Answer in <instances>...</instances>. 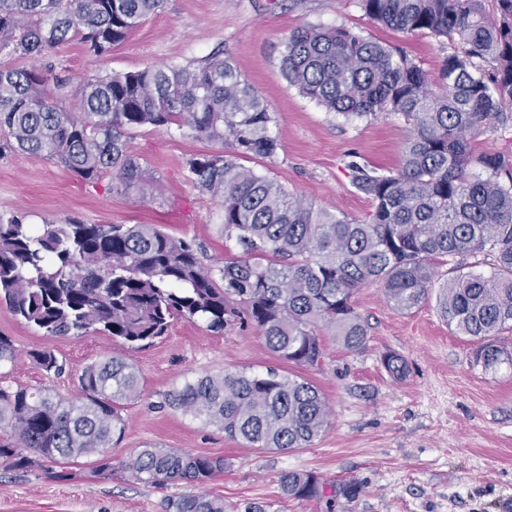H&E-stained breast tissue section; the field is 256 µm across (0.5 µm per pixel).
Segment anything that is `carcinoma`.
<instances>
[{
	"mask_svg": "<svg viewBox=\"0 0 512 512\" xmlns=\"http://www.w3.org/2000/svg\"><path fill=\"white\" fill-rule=\"evenodd\" d=\"M165 0H0V54L37 57L77 37L95 57L108 55ZM365 15L405 34L429 32L454 46L438 89L402 48L345 28L302 26L283 42L288 82L345 118L378 112L409 126L399 168L388 172L346 163L351 184L373 204L354 221L290 194L237 163L273 157L280 144L272 112L229 58L196 67L153 65L106 72L78 82V111L54 102L51 78L0 65V139L21 152L56 161L89 183L107 174L123 192L148 186L140 159L128 151L137 128L190 135L223 147L189 163L199 187L222 208L224 239L242 255L202 260L194 242L154 224H85L70 219L26 224L0 213V305L48 336L90 333L139 349L166 335L180 318L214 332L244 320L268 348L299 367L318 364V323L343 346H366L367 326L354 292L378 283L387 301L409 312L430 298L435 265L445 258L493 253L489 274L455 271L436 298L441 317L460 336L482 344L472 364L494 370L512 363L496 344L512 326V164L495 152L475 153L472 139L512 128V0H359ZM481 64H476L475 60ZM17 349L0 335V365ZM32 358L63 370L55 353ZM396 379L408 364L385 357ZM82 400L0 383V466L28 470L44 462L100 455L125 431L122 402L143 393L138 369L112 356L87 365ZM163 404L216 426L252 448H303L329 423L317 386L276 369L202 375L167 392ZM224 457L147 445L124 464L150 484L203 483L224 472ZM284 495L322 496L311 473L280 475ZM173 512H224L207 493L175 500Z\"/></svg>",
	"mask_w": 512,
	"mask_h": 512,
	"instance_id": "cac0c4a2",
	"label": "carcinoma"
}]
</instances>
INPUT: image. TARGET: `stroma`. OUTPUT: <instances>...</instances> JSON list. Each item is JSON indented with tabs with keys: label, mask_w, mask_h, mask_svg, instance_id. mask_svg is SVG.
I'll return each mask as SVG.
<instances>
[{
	"label": "stroma",
	"mask_w": 512,
	"mask_h": 512,
	"mask_svg": "<svg viewBox=\"0 0 512 512\" xmlns=\"http://www.w3.org/2000/svg\"><path fill=\"white\" fill-rule=\"evenodd\" d=\"M306 25L344 27L402 46L433 79L452 50L446 39L373 23L358 0H166L105 60L95 61L73 40L41 57L12 56L8 63L52 69L69 85L106 71L193 66L223 51L270 104L280 141L274 157L247 160V167L289 193L362 221L372 204L353 188L345 163L353 156L383 171L397 168L407 126L390 112L338 116L290 85L281 70L282 43ZM68 85L57 97L71 110ZM128 146L153 185L147 194L118 191L113 176L88 184L55 161L0 149V213L25 215L31 224L73 217L87 224H155L195 241L208 259L238 257L239 248L224 238L219 203L189 171L192 158L217 151V144L142 127L131 133ZM354 307L368 326L366 348L349 351L330 327L318 326L324 355L313 367L283 362L245 323L215 333L180 319L154 346L130 350L101 334L47 336L0 307V334L12 337L19 353L15 363L0 366L6 384L75 401L84 368L114 355L136 365L144 388L122 410L123 439L106 451L116 475H99L92 456L47 471L0 468V512H167L170 499L202 491L223 498L226 512H240L247 501L269 503L272 512H512V366L492 372L472 366L474 341L448 328L435 301L402 314L373 283L355 293ZM44 348L55 351L63 374L32 359ZM389 353L407 360L405 379L387 372L383 359ZM270 367L312 382L331 408L328 426L308 447L247 448L217 427L156 407L164 393L196 376ZM150 444L221 456L226 467L200 487L183 481L152 485L121 471L122 461ZM61 470L67 479H55ZM284 471L317 475L323 497L284 496Z\"/></svg>",
	"instance_id": "stroma-1"
}]
</instances>
